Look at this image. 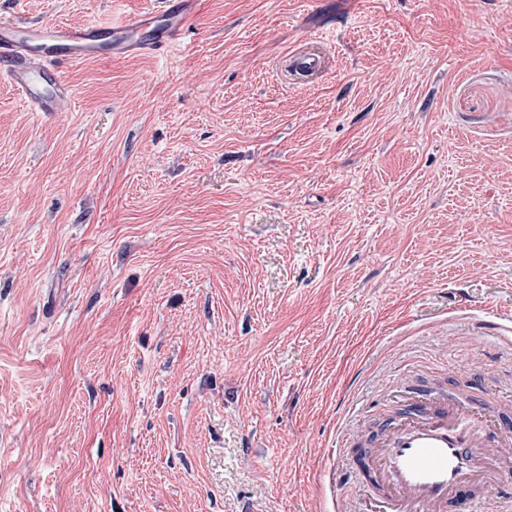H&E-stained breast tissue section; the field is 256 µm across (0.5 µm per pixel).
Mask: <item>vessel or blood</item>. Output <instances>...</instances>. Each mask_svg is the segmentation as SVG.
Segmentation results:
<instances>
[{"label":"vessel or blood","instance_id":"vessel-or-blood-1","mask_svg":"<svg viewBox=\"0 0 512 512\" xmlns=\"http://www.w3.org/2000/svg\"><path fill=\"white\" fill-rule=\"evenodd\" d=\"M201 0H163L156 11L108 24L0 22V76L30 111L65 112L74 94L62 67L103 56L150 55L179 42ZM338 456L385 493L386 512H457L476 486L512 485V422L483 398L422 393L380 433L368 457Z\"/></svg>","mask_w":512,"mask_h":512}]
</instances>
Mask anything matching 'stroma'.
I'll return each mask as SVG.
<instances>
[{
  "label": "stroma",
  "mask_w": 512,
  "mask_h": 512,
  "mask_svg": "<svg viewBox=\"0 0 512 512\" xmlns=\"http://www.w3.org/2000/svg\"><path fill=\"white\" fill-rule=\"evenodd\" d=\"M64 77L0 79V512H377L336 451L409 391L512 405V0H202Z\"/></svg>",
  "instance_id": "stroma-1"
}]
</instances>
